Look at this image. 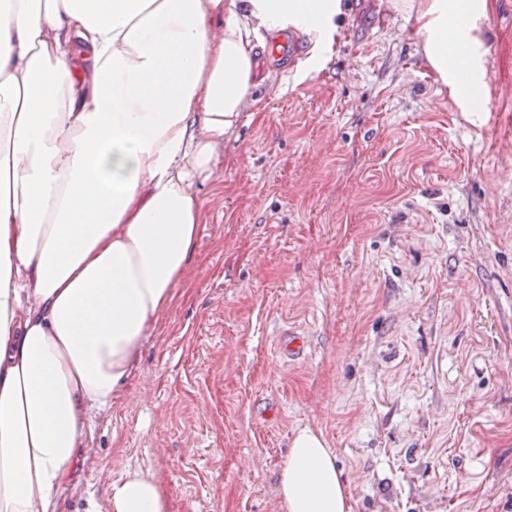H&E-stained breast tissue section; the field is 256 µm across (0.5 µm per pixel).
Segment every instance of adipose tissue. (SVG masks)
Segmentation results:
<instances>
[{
  "mask_svg": "<svg viewBox=\"0 0 512 512\" xmlns=\"http://www.w3.org/2000/svg\"><path fill=\"white\" fill-rule=\"evenodd\" d=\"M405 14L439 96L484 117L493 0H380ZM325 68L342 0H0V512H62L145 338L186 282L209 179L250 106L264 33ZM284 512H352L322 433L294 436ZM83 512H168L128 471Z\"/></svg>",
  "mask_w": 512,
  "mask_h": 512,
  "instance_id": "adipose-tissue-1",
  "label": "adipose tissue"
}]
</instances>
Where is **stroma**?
Returning <instances> with one entry per match:
<instances>
[{"label":"stroma","mask_w":512,"mask_h":512,"mask_svg":"<svg viewBox=\"0 0 512 512\" xmlns=\"http://www.w3.org/2000/svg\"><path fill=\"white\" fill-rule=\"evenodd\" d=\"M378 2L343 0L334 57L298 87L306 37L265 52L258 111L193 187V276L94 416L64 512L126 469L157 474L170 512H281L305 427L353 512H512V0L479 127Z\"/></svg>","instance_id":"stroma-1"}]
</instances>
